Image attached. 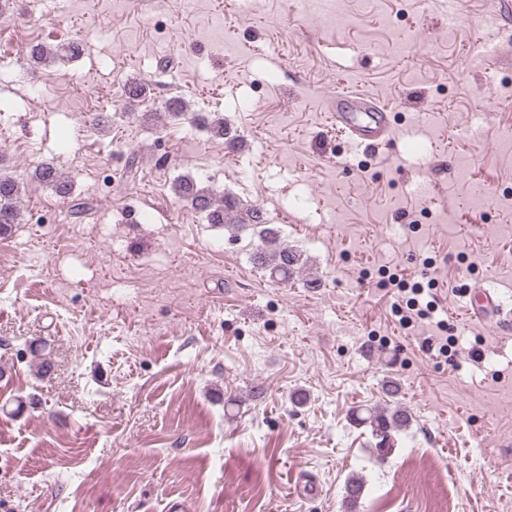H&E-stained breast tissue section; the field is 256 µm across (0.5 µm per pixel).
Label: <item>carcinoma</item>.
Instances as JSON below:
<instances>
[{
	"label": "carcinoma",
	"instance_id": "obj_1",
	"mask_svg": "<svg viewBox=\"0 0 512 512\" xmlns=\"http://www.w3.org/2000/svg\"><path fill=\"white\" fill-rule=\"evenodd\" d=\"M82 52L78 42L49 47L37 43L28 48V62L39 65L49 59L75 58ZM34 177L46 183L63 195L69 193L68 183L64 180L53 162L45 159L34 169ZM176 196L192 211L205 217L210 224H222L234 232L250 229L258 237L259 244L253 253L252 261L264 270L269 278L277 283L293 279L303 265L300 252L288 246L280 237L278 228L265 223L262 212L256 207L245 211L239 209L236 201L228 196H216L200 188L190 179H181L175 183ZM20 195V182L17 178L0 173V234L20 223V210L17 200ZM351 421L360 427L370 429L376 440L377 459L382 461L394 447V434L407 429L411 422L410 413L397 403H384L361 408L351 413ZM364 487L363 479L351 476L344 487L345 502L350 508L358 503Z\"/></svg>",
	"mask_w": 512,
	"mask_h": 512
}]
</instances>
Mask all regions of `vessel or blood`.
I'll return each mask as SVG.
<instances>
[{
  "label": "vessel or blood",
  "instance_id": "b4317fda",
  "mask_svg": "<svg viewBox=\"0 0 512 512\" xmlns=\"http://www.w3.org/2000/svg\"><path fill=\"white\" fill-rule=\"evenodd\" d=\"M329 117L341 133L359 146L371 148L384 144L391 135L387 113L378 107L373 97L360 91L337 95ZM463 299V311L469 319L501 320L506 315L498 293L489 289L475 287L468 290Z\"/></svg>",
  "mask_w": 512,
  "mask_h": 512
}]
</instances>
